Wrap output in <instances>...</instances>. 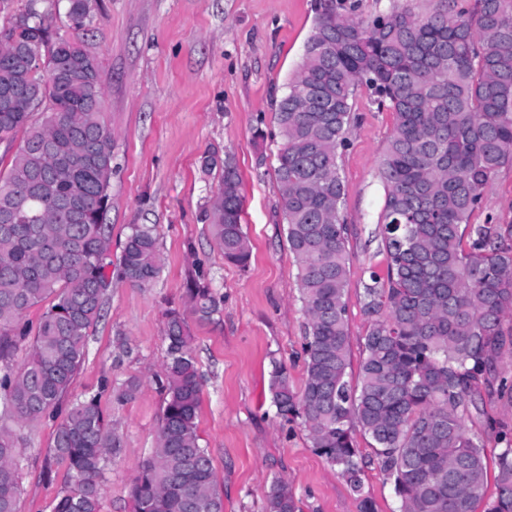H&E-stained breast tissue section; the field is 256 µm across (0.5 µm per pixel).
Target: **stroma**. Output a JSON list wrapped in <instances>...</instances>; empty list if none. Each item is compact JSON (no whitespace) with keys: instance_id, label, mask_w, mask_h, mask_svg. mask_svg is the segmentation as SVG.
<instances>
[{"instance_id":"35a3bbf8","label":"stroma","mask_w":512,"mask_h":512,"mask_svg":"<svg viewBox=\"0 0 512 512\" xmlns=\"http://www.w3.org/2000/svg\"><path fill=\"white\" fill-rule=\"evenodd\" d=\"M314 16L313 0H97L90 43L104 77L101 119L113 139L110 255L119 257L130 225L151 224L163 258L159 277L145 287L113 282L69 393L98 395L118 428L121 451L106 474L104 512H129L130 486L156 446L164 313L188 309L187 283L201 274L222 300L220 319L191 316L187 324L202 376L198 434L212 451L224 512H263L276 477L292 487L303 512H357L361 495L377 512L400 510L362 431L354 436L368 462L357 494L315 452L304 425L278 415L269 391L277 361L287 365L295 389L303 388L307 318L273 188L277 146L256 133L275 128L274 103L302 60ZM354 110L339 163L355 383L369 330L364 286L386 269L378 167L395 116L378 111L363 92ZM208 152L230 158L241 176L242 227L252 247L245 269L225 261L205 218L218 188L217 175L202 166ZM489 215L512 221V165L493 177L471 221ZM130 378L139 380L138 394L115 403L113 387ZM56 426L52 418L10 425L22 458L18 512H52L68 481L64 466L49 475L43 469Z\"/></svg>"}]
</instances>
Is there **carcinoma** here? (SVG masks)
<instances>
[{
  "instance_id": "1",
  "label": "carcinoma",
  "mask_w": 512,
  "mask_h": 512,
  "mask_svg": "<svg viewBox=\"0 0 512 512\" xmlns=\"http://www.w3.org/2000/svg\"><path fill=\"white\" fill-rule=\"evenodd\" d=\"M64 2L71 37H52L48 15L34 7L0 27V140L26 131L0 176V416L61 418L44 471L64 463L69 480L53 512H102L119 436L97 396L66 397L112 277L146 286L162 259L153 226L133 224L117 272H108L112 130L100 119L99 60L87 69V0ZM418 2L398 0L365 22L343 0H316L273 134L274 190L307 316L306 380L296 391L276 362L270 392L278 414L301 419L312 448L357 494L355 426L370 438L400 512H476L482 503L483 512H512V422L488 420L502 445L492 475L482 440L465 428L485 416L483 395L512 403V377L497 368L512 348V326H504L512 315V224L470 223L493 176L512 163V0H427L423 10ZM362 88L395 124L378 169L386 273L364 286L370 326L354 388L339 158ZM35 112L44 115L37 125ZM203 166L220 175L206 214L213 237L225 260L245 268L251 248L236 168L214 152ZM187 294L192 314L214 321L220 300L210 284L194 278ZM44 302L32 330L22 318ZM163 333L157 446L130 489L132 512H224L197 433L201 374L185 312L168 309ZM138 388L131 379L113 399L123 404ZM20 492L15 441L1 429L0 512H17ZM264 512H301L286 481H272Z\"/></svg>"
}]
</instances>
